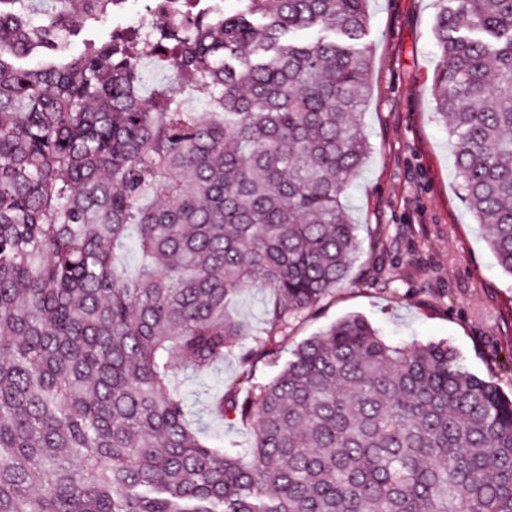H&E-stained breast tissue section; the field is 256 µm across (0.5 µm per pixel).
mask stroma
<instances>
[{"mask_svg": "<svg viewBox=\"0 0 512 512\" xmlns=\"http://www.w3.org/2000/svg\"><path fill=\"white\" fill-rule=\"evenodd\" d=\"M439 8L438 0H370L362 44L372 60L363 116L371 150L343 196L358 226L346 280L314 311L291 320L250 378L232 357L203 377L176 371L174 382L186 394L268 383L297 345L355 314L394 343H448L471 372L512 392V277L465 204L448 133L433 111ZM266 297L250 289L227 305L250 325L252 347L266 334Z\"/></svg>", "mask_w": 512, "mask_h": 512, "instance_id": "obj_1", "label": "stroma"}]
</instances>
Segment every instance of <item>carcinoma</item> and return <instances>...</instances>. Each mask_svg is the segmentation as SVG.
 <instances>
[{
	"label": "carcinoma",
	"mask_w": 512,
	"mask_h": 512,
	"mask_svg": "<svg viewBox=\"0 0 512 512\" xmlns=\"http://www.w3.org/2000/svg\"><path fill=\"white\" fill-rule=\"evenodd\" d=\"M29 2L0 0V512H512V397L446 345L354 315L244 396L197 393L253 425L233 454L173 384L226 356L251 376L348 276L368 0H246L77 54L75 20L115 0ZM439 2L434 111L512 276V0ZM161 47L179 85L146 97ZM247 288L269 293L256 347L225 312Z\"/></svg>",
	"instance_id": "carcinoma-1"
}]
</instances>
